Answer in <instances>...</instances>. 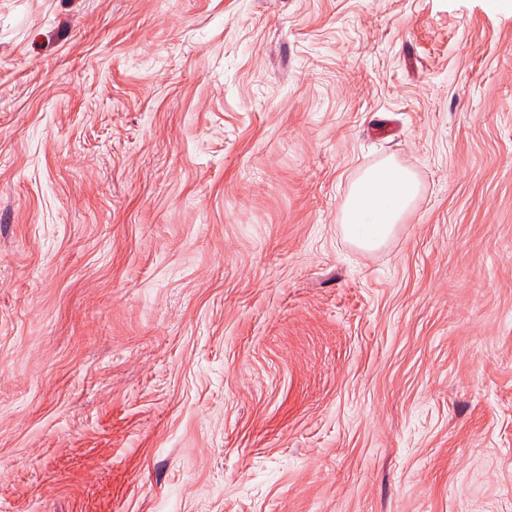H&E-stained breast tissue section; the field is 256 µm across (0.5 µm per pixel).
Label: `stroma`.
Instances as JSON below:
<instances>
[{
    "instance_id": "35a3bbf8",
    "label": "stroma",
    "mask_w": 512,
    "mask_h": 512,
    "mask_svg": "<svg viewBox=\"0 0 512 512\" xmlns=\"http://www.w3.org/2000/svg\"><path fill=\"white\" fill-rule=\"evenodd\" d=\"M0 512H512V0H0ZM415 175L392 159L365 171L349 190L342 214L346 234L376 249L392 237L419 194Z\"/></svg>"
}]
</instances>
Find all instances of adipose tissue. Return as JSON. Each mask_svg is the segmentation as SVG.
I'll return each instance as SVG.
<instances>
[{"label": "adipose tissue", "instance_id": "1", "mask_svg": "<svg viewBox=\"0 0 512 512\" xmlns=\"http://www.w3.org/2000/svg\"><path fill=\"white\" fill-rule=\"evenodd\" d=\"M419 194L415 175L391 159L365 171L349 190L342 214L346 234L375 249L392 237Z\"/></svg>", "mask_w": 512, "mask_h": 512}]
</instances>
